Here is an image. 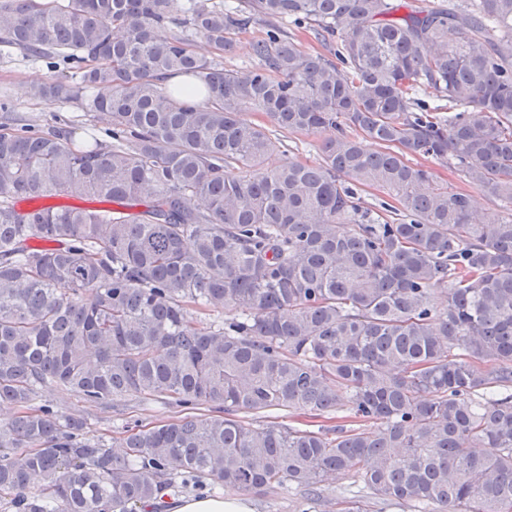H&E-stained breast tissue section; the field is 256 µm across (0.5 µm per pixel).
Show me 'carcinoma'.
<instances>
[{"label": "carcinoma", "instance_id": "1", "mask_svg": "<svg viewBox=\"0 0 512 512\" xmlns=\"http://www.w3.org/2000/svg\"><path fill=\"white\" fill-rule=\"evenodd\" d=\"M244 3L0 0V45L77 78L31 95L80 102L109 137L17 124L0 97V512H158L175 487L287 484L316 512L342 471L387 506L512 512V394L496 390L512 386V0H418L395 20L398 0ZM256 16L259 66L224 68ZM271 126L326 134L322 161L266 166ZM411 156L506 212L476 221ZM359 186L399 219L371 217ZM63 195L113 208L45 204ZM197 308L239 315L205 326ZM47 384L189 413L126 426L118 453L34 405ZM271 409L340 423L241 420Z\"/></svg>", "mask_w": 512, "mask_h": 512}]
</instances>
